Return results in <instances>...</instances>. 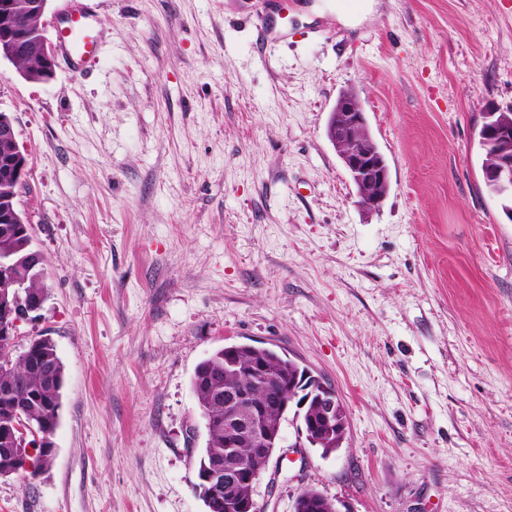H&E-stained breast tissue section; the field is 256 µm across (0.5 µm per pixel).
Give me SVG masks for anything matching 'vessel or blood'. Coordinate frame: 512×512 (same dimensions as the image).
Instances as JSON below:
<instances>
[{
    "mask_svg": "<svg viewBox=\"0 0 512 512\" xmlns=\"http://www.w3.org/2000/svg\"><path fill=\"white\" fill-rule=\"evenodd\" d=\"M57 43L75 75H83L86 68L94 63L101 44V28L96 14L85 0H66Z\"/></svg>",
    "mask_w": 512,
    "mask_h": 512,
    "instance_id": "obj_1",
    "label": "vessel or blood"
}]
</instances>
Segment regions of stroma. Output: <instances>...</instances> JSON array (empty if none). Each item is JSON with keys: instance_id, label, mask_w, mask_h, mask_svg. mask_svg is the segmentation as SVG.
Wrapping results in <instances>:
<instances>
[{"instance_id": "obj_1", "label": "stroma", "mask_w": 512, "mask_h": 512, "mask_svg": "<svg viewBox=\"0 0 512 512\" xmlns=\"http://www.w3.org/2000/svg\"><path fill=\"white\" fill-rule=\"evenodd\" d=\"M101 56L0 61L46 300L14 347L64 365L51 464L0 512H207L196 367L234 343L338 393L341 448L272 460L267 512H512V219L477 131L512 111V0H93ZM266 19L286 32L254 43ZM354 92L381 208L326 125ZM305 490L296 497L293 512H340L332 501L319 492L312 496H307L303 494ZM327 502L331 505V511H323Z\"/></svg>"}]
</instances>
